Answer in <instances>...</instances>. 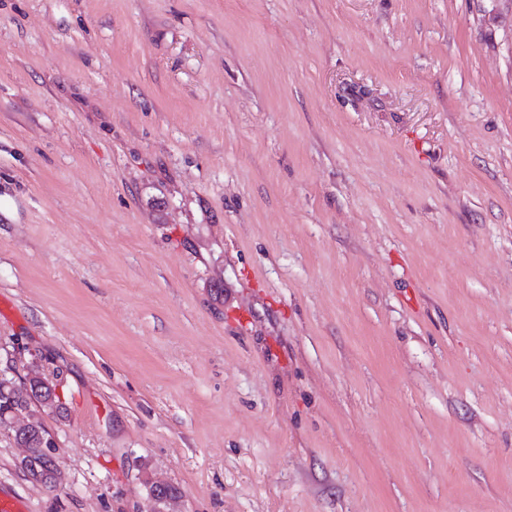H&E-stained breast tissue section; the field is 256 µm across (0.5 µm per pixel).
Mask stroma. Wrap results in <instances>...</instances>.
<instances>
[{"instance_id":"stroma-1","label":"stroma","mask_w":512,"mask_h":512,"mask_svg":"<svg viewBox=\"0 0 512 512\" xmlns=\"http://www.w3.org/2000/svg\"><path fill=\"white\" fill-rule=\"evenodd\" d=\"M26 512H512V12L0 0ZM13 378L0 380V419L4 415L5 412L12 410L13 408L17 409H27L30 404V400H35L41 406L59 409L61 408L58 403V396L56 395V389L58 386L57 378L54 376L49 378L47 376H41L36 374V376L29 379L28 382L25 381L23 387L30 389V394L27 397H12L10 392V387L7 385L8 383L14 382ZM26 385V386H25ZM12 417L10 419L7 416L2 418L1 424H7L12 428H18V425H13L17 419L21 416L20 414L13 412L11 413ZM49 438L50 435L44 428L42 422L34 420L28 430L23 434V442L15 440L17 444L24 448H34L35 456L30 460L26 468L34 481L45 486L54 484L57 477V465L55 461L48 458L43 453L48 454L46 448H48L47 441ZM41 448H43V452Z\"/></svg>"}]
</instances>
